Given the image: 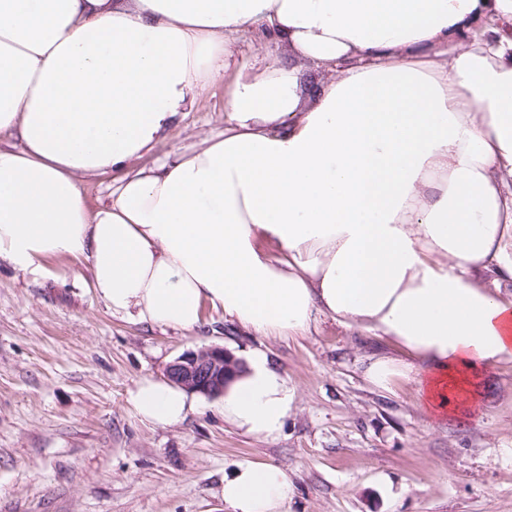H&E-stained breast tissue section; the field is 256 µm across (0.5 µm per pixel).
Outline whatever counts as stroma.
Returning <instances> with one entry per match:
<instances>
[{"label":"stroma","instance_id":"1","mask_svg":"<svg viewBox=\"0 0 512 512\" xmlns=\"http://www.w3.org/2000/svg\"><path fill=\"white\" fill-rule=\"evenodd\" d=\"M223 83L145 163L222 133ZM89 260L50 257L17 270L0 259V512H229L224 478L243 461L287 470L285 512H512V367L477 381L472 411L428 410L412 382L378 389L367 359L386 345L318 317L302 336L266 339L205 309L192 332L134 322L91 288ZM254 350L295 397L276 437L244 434L221 399L156 427L129 404L189 350Z\"/></svg>","mask_w":512,"mask_h":512}]
</instances>
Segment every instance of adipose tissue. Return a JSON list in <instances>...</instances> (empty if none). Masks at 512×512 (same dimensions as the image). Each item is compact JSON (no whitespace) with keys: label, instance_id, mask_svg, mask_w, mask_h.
Returning <instances> with one entry per match:
<instances>
[{"label":"adipose tissue","instance_id":"1","mask_svg":"<svg viewBox=\"0 0 512 512\" xmlns=\"http://www.w3.org/2000/svg\"><path fill=\"white\" fill-rule=\"evenodd\" d=\"M492 17L512 0H0V136L19 142L0 148V259L86 257L113 314L174 329L206 302L268 338L325 315L397 348L369 358L374 387L472 409L512 366V39ZM219 80L222 135L126 171ZM107 170L90 211L80 180ZM293 399L257 351L224 420L273 438ZM130 403L160 427L198 406L151 378ZM291 492L245 461L222 496L283 512Z\"/></svg>","mask_w":512,"mask_h":512}]
</instances>
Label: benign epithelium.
Here are the masks:
<instances>
[{
  "instance_id": "7a95c632",
  "label": "benign epithelium",
  "mask_w": 512,
  "mask_h": 512,
  "mask_svg": "<svg viewBox=\"0 0 512 512\" xmlns=\"http://www.w3.org/2000/svg\"><path fill=\"white\" fill-rule=\"evenodd\" d=\"M243 363L224 348L212 346L186 351L165 370L171 383L209 397L224 395L229 380L242 372Z\"/></svg>"
}]
</instances>
